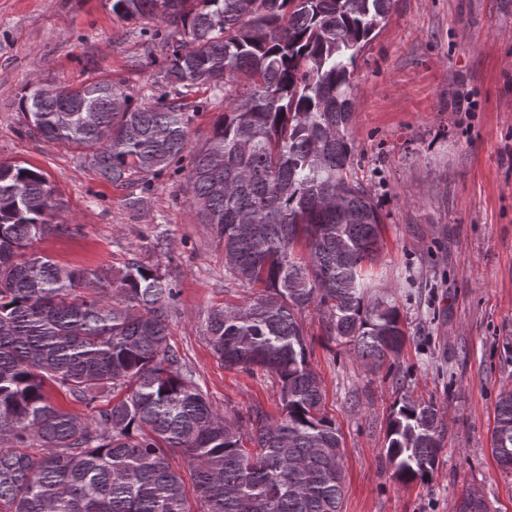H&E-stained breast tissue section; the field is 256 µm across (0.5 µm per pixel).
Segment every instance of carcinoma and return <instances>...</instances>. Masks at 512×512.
Instances as JSON below:
<instances>
[{
	"label": "carcinoma",
	"instance_id": "cac0c4a2",
	"mask_svg": "<svg viewBox=\"0 0 512 512\" xmlns=\"http://www.w3.org/2000/svg\"><path fill=\"white\" fill-rule=\"evenodd\" d=\"M394 0H112L133 20L158 15L155 82L184 92L154 102L114 83L37 80L19 99L36 134L88 151L115 186L191 155L201 222L224 248L225 270L259 289L208 318V341L230 369L280 383L281 413L229 418L213 407L169 345L177 291L158 270L127 264L112 304L108 275L30 255L61 230V203L36 168L0 164V504L8 512H192L177 451L189 461L197 512H341L344 446L323 412L298 315L371 369L393 368L406 342L397 305L370 294L382 214L358 177L349 129L359 52ZM245 82L244 90L237 89ZM224 96L209 136L192 146L185 90ZM304 252H295V246ZM56 386L93 410L50 400ZM445 427L431 400L402 399L387 423L386 463L401 484L432 477ZM39 448V456L29 449ZM492 455L512 471V392L496 406ZM458 512H488L473 492Z\"/></svg>",
	"mask_w": 512,
	"mask_h": 512
}]
</instances>
